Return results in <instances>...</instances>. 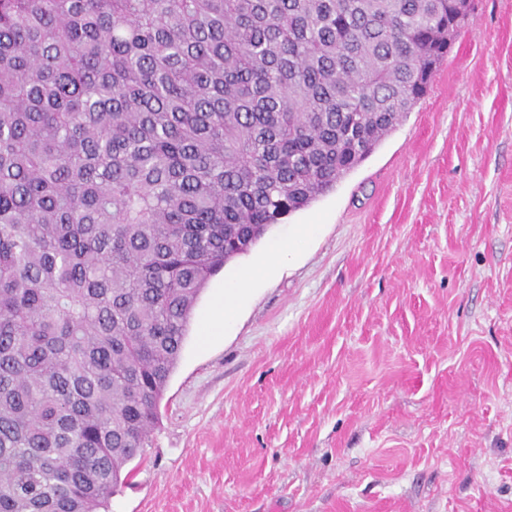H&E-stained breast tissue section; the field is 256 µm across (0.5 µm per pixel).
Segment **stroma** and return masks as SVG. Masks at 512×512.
<instances>
[{"label": "stroma", "mask_w": 512, "mask_h": 512, "mask_svg": "<svg viewBox=\"0 0 512 512\" xmlns=\"http://www.w3.org/2000/svg\"><path fill=\"white\" fill-rule=\"evenodd\" d=\"M158 414L110 512H512V0H473L428 94L210 280ZM313 226L307 225L293 237L276 242L262 263L246 267L237 280L226 285L225 290L215 299L209 317L201 324V335L207 338L223 335L226 323L234 316L237 303L247 289L294 257L304 246L307 237L313 233Z\"/></svg>", "instance_id": "stroma-1"}]
</instances>
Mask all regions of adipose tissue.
<instances>
[{"label":"adipose tissue","mask_w":512,"mask_h":512,"mask_svg":"<svg viewBox=\"0 0 512 512\" xmlns=\"http://www.w3.org/2000/svg\"><path fill=\"white\" fill-rule=\"evenodd\" d=\"M312 232V227L308 226L293 237L276 242L262 263L246 267L237 280L226 285L222 293L215 299L209 317L201 325L202 335L209 338L223 335L226 323L232 319L237 303L247 289L294 257Z\"/></svg>","instance_id":"adipose-tissue-1"}]
</instances>
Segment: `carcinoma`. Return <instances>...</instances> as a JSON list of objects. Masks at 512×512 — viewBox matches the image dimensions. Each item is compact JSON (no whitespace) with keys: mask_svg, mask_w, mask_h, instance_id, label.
<instances>
[{"mask_svg":"<svg viewBox=\"0 0 512 512\" xmlns=\"http://www.w3.org/2000/svg\"><path fill=\"white\" fill-rule=\"evenodd\" d=\"M457 0H0V512H109L210 279L423 98Z\"/></svg>","mask_w":512,"mask_h":512,"instance_id":"carcinoma-1","label":"carcinoma"}]
</instances>
